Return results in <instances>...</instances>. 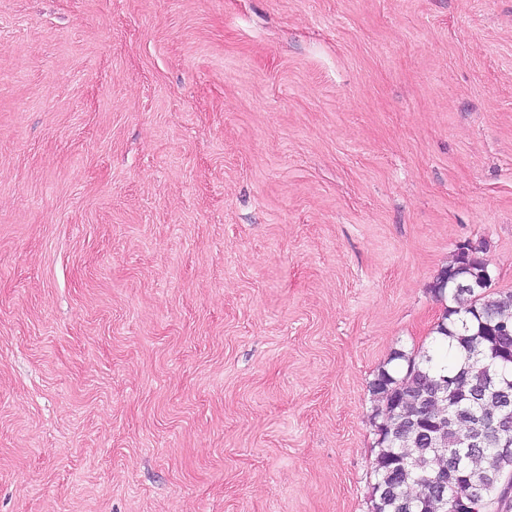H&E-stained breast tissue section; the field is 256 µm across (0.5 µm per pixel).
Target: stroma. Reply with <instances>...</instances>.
<instances>
[{"instance_id": "1", "label": "stroma", "mask_w": 512, "mask_h": 512, "mask_svg": "<svg viewBox=\"0 0 512 512\" xmlns=\"http://www.w3.org/2000/svg\"><path fill=\"white\" fill-rule=\"evenodd\" d=\"M463 242L512 0H0V512H369Z\"/></svg>"}]
</instances>
